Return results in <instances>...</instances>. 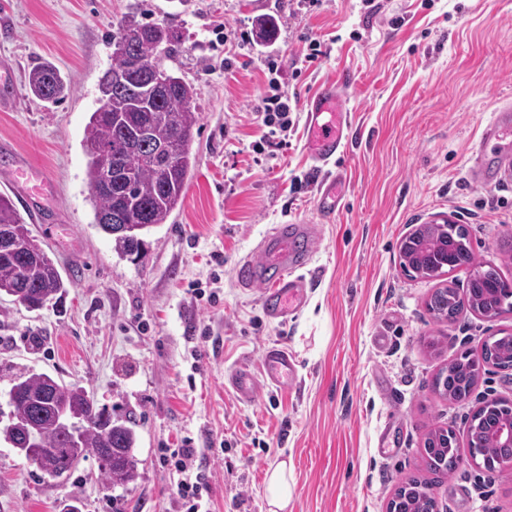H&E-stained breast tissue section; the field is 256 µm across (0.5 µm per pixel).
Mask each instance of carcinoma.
Returning a JSON list of instances; mask_svg holds the SVG:
<instances>
[{
  "label": "carcinoma",
  "instance_id": "cac0c4a2",
  "mask_svg": "<svg viewBox=\"0 0 512 512\" xmlns=\"http://www.w3.org/2000/svg\"><path fill=\"white\" fill-rule=\"evenodd\" d=\"M179 32L162 23L140 22L133 16L124 18L112 45L127 50L112 51V64L100 82L113 72L127 74L126 82L112 89L109 112L96 109L86 125L83 147L90 157L86 179L91 191L95 224L112 235V244L120 255H141L146 236L153 227L163 224L184 199V188L194 167L189 150L194 129L199 123L195 111L196 88L164 65L176 45ZM32 93L43 101L58 102L71 86L50 64H39L28 73ZM147 127L151 140L137 150L127 144L138 139ZM169 148L174 158L166 171L159 170L154 149ZM118 214L122 227L110 233L105 218ZM28 231L26 221L15 203L0 196V229ZM421 238L436 249L426 252L418 243L402 247L404 265L414 272L433 277L473 261L467 231L461 224H425ZM25 290L35 308L56 304L66 292L63 277L53 259L44 250L23 256H0V294L11 295ZM512 297L498 272L489 268L475 274L468 283L465 297L453 288H439L430 297L428 308L438 319H451L467 301L476 312L502 309ZM486 362L512 368V334L493 336L484 344ZM479 367L468 357L448 364L436 378L448 399L467 398L476 384ZM11 423L3 428L4 439L17 452L32 461L51 478L67 475L77 468L73 462L75 448L60 430L57 418L65 410L80 422L78 444L83 458L103 455L112 457V467L100 466V479L107 486L126 485L138 475L134 454L137 434L135 421L120 420L105 409L97 408L88 392L44 373H23L13 380L9 391ZM509 412L504 403L488 405L472 416L469 434L476 444L474 453L482 456L484 467L496 471V465L512 456V447L504 448L496 437V428ZM430 468L451 474L458 464L457 439L449 429L431 431L424 442ZM395 512H434L435 500L427 484L413 480L397 490L391 502Z\"/></svg>",
  "mask_w": 512,
  "mask_h": 512
}]
</instances>
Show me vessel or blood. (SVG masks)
Returning <instances> with one entry per match:
<instances>
[{"mask_svg": "<svg viewBox=\"0 0 512 512\" xmlns=\"http://www.w3.org/2000/svg\"><path fill=\"white\" fill-rule=\"evenodd\" d=\"M353 82L348 72L323 82L305 102L307 137L305 149L314 168L322 176L317 197L318 211L332 217L343 198L347 177L337 170L336 162L347 144L352 115L346 106L345 93ZM483 141L505 143L509 151L503 162H512V107L499 108L486 124ZM316 247V236L310 226L286 224L276 227L262 242L257 261H248L238 270V280L251 286L259 280L268 283L262 295L266 314L284 319L296 313L306 299L308 281L303 273ZM261 367L267 384L284 388L295 380L293 359L286 347L269 346L263 353ZM228 382L242 402H252L256 382L248 368L233 370Z\"/></svg>", "mask_w": 512, "mask_h": 512, "instance_id": "obj_1", "label": "vessel or blood"}]
</instances>
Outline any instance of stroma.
<instances>
[{
	"label": "stroma",
	"instance_id": "stroma-1",
	"mask_svg": "<svg viewBox=\"0 0 512 512\" xmlns=\"http://www.w3.org/2000/svg\"><path fill=\"white\" fill-rule=\"evenodd\" d=\"M182 35L166 65L198 92L195 167L182 207L146 236L147 254L119 256L94 222L86 180L85 127L125 16ZM274 18L277 35L258 38ZM225 26L220 41L216 26ZM322 57L303 61L310 40ZM297 96L287 147L257 151L256 108L265 59ZM51 62L71 94L50 105L25 76ZM341 71L352 138L340 210L322 217L305 150L309 95ZM512 103V0H0V194L9 196L67 284L61 302L32 310L0 297V427L20 372L84 387L101 407L137 421L138 476L106 488L95 459L51 478L0 438V512H175L173 478L159 448L223 437L212 461L211 512H267L265 476L292 462L288 512H387L397 487L429 482L437 512H512V467L488 472L469 453V425L484 401L512 403V369H481L471 396L448 400L435 374L492 336L512 333V308L488 319L468 311L437 321L434 289L465 292L461 267L438 278L405 272L400 243L423 224L468 230L476 265L512 285V169L482 151L493 113ZM494 174L473 183L477 153ZM45 171L38 201L12 179L16 165ZM294 220L315 226L304 306L285 322L266 317L262 284L237 270L264 237ZM217 290L197 304L191 286ZM288 347L293 387L260 386L252 403L225 385L239 363ZM202 360H194L195 351ZM452 429L461 462L429 472L423 440Z\"/></svg>",
	"mask_w": 512,
	"mask_h": 512
}]
</instances>
